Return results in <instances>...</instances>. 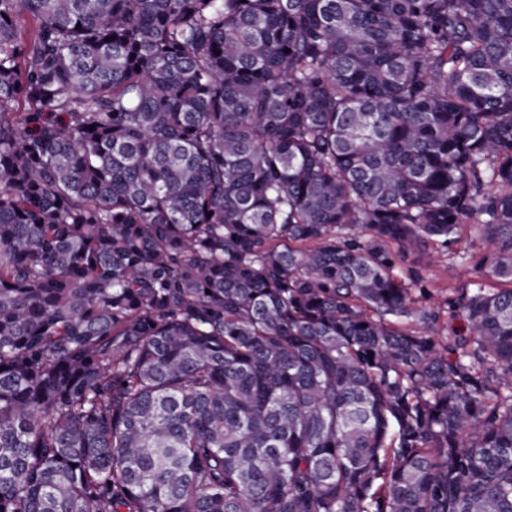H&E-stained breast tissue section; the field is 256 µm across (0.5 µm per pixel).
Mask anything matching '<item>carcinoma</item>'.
I'll list each match as a JSON object with an SVG mask.
<instances>
[{
	"instance_id": "1",
	"label": "carcinoma",
	"mask_w": 512,
	"mask_h": 512,
	"mask_svg": "<svg viewBox=\"0 0 512 512\" xmlns=\"http://www.w3.org/2000/svg\"><path fill=\"white\" fill-rule=\"evenodd\" d=\"M0 512H512V0H0ZM493 252L494 245L484 233L475 224H466L448 250L428 244L399 260L395 268L397 277L403 279L406 270L413 267L430 291L429 295L416 298V307L437 314L429 326L412 321V328L432 336L465 330L464 320L450 315L449 304L474 288L475 282H482L486 288L507 287L490 275L489 260Z\"/></svg>"
}]
</instances>
